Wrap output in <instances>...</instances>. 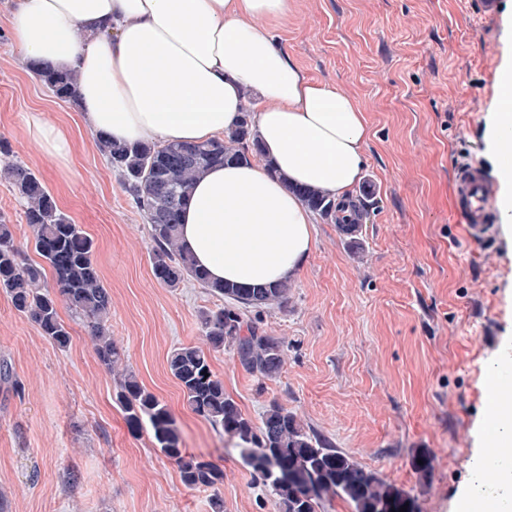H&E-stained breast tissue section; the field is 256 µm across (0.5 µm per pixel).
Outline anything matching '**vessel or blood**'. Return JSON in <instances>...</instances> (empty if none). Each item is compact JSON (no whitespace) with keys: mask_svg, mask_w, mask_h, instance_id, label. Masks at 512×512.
I'll list each match as a JSON object with an SVG mask.
<instances>
[{"mask_svg":"<svg viewBox=\"0 0 512 512\" xmlns=\"http://www.w3.org/2000/svg\"><path fill=\"white\" fill-rule=\"evenodd\" d=\"M494 191L485 172L476 164L460 165L452 180V210L455 223L464 226L467 236L485 244L494 240Z\"/></svg>","mask_w":512,"mask_h":512,"instance_id":"b4317fda","label":"vessel or blood"}]
</instances>
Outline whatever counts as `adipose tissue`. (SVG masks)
<instances>
[{"label": "adipose tissue", "mask_w": 512, "mask_h": 512, "mask_svg": "<svg viewBox=\"0 0 512 512\" xmlns=\"http://www.w3.org/2000/svg\"><path fill=\"white\" fill-rule=\"evenodd\" d=\"M290 0H13L9 25L24 59L77 70L79 106L94 133L119 142L203 143L239 119L244 91L264 107V159L210 169L182 214L183 245L210 279L259 287L294 279L315 250L296 185L350 198L362 178L368 119L350 96L310 79L264 29ZM40 149L67 166L73 145L41 114L26 118ZM489 137L512 223V111L498 100ZM512 504V463L495 486L472 483L459 512Z\"/></svg>", "instance_id": "obj_1"}]
</instances>
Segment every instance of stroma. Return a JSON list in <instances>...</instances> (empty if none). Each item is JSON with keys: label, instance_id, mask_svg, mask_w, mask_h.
<instances>
[{"label": "stroma", "instance_id": "stroma-1", "mask_svg": "<svg viewBox=\"0 0 512 512\" xmlns=\"http://www.w3.org/2000/svg\"><path fill=\"white\" fill-rule=\"evenodd\" d=\"M292 0L269 34L314 80L358 102L371 127L362 182L369 216L353 253L315 219L316 248L292 282L286 310L255 319L285 344L273 380L230 351L215 372L241 410L275 400L356 462L415 497L417 512H455L483 454L491 362L512 343V235L469 241L450 216L463 162L497 181L488 124L500 70L512 59V0ZM65 127L69 172L38 152L24 116ZM0 141L33 170L94 240L112 296L110 331L142 384L162 400L186 454L224 470V512H275L238 448L186 406L167 368L176 347L204 345L199 316L220 298L189 281L172 290L151 270L149 226L98 149L78 102L56 98L10 45L0 12ZM59 350L0 292V495L9 512H212V493L186 488L149 430L131 431L112 375L68 309ZM426 452L430 473L412 459Z\"/></svg>", "mask_w": 512, "mask_h": 512}]
</instances>
